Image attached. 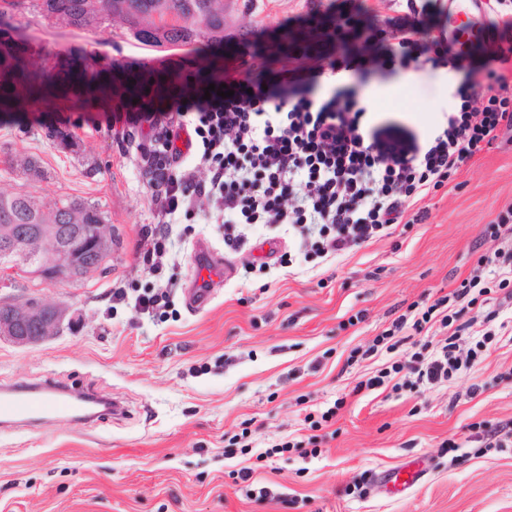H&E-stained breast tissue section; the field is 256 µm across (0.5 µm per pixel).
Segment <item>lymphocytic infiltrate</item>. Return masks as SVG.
<instances>
[{
  "instance_id": "1",
  "label": "lymphocytic infiltrate",
  "mask_w": 512,
  "mask_h": 512,
  "mask_svg": "<svg viewBox=\"0 0 512 512\" xmlns=\"http://www.w3.org/2000/svg\"><path fill=\"white\" fill-rule=\"evenodd\" d=\"M410 19L396 23V42L382 64L392 71L420 72L442 66L464 69L459 52L432 51L420 36L416 16L431 0H407ZM229 97L193 99L170 94L166 101L128 115L147 126L159 150L145 174L159 220L144 228V261L161 272L169 223L194 212L198 197L209 199L215 219L235 224H289L311 242L319 258L393 235L404 219L418 224L427 213L417 203L444 186L460 166L501 130H512V87L493 66L468 75L455 89L454 106L423 143L386 148L362 122L367 108L348 91L325 101L306 93L269 101L249 78L225 77ZM205 167L207 181L195 170ZM473 355L457 352L445 338L428 362L409 365L416 384L432 385L469 368Z\"/></svg>"
}]
</instances>
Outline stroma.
Masks as SVG:
<instances>
[{
    "instance_id": "35a3bbf8",
    "label": "stroma",
    "mask_w": 512,
    "mask_h": 512,
    "mask_svg": "<svg viewBox=\"0 0 512 512\" xmlns=\"http://www.w3.org/2000/svg\"><path fill=\"white\" fill-rule=\"evenodd\" d=\"M223 3L225 73L320 101L356 91L384 144L423 140L440 120L441 70L378 66L394 42L389 22L407 15L406 0ZM329 15L353 19L367 34V74L333 82L336 47L309 48V30ZM285 32L296 56L266 65L251 55V46ZM0 35L23 41L37 62L78 54L103 67L184 74L216 49L201 27L191 42L153 47L117 18L77 29L31 9L1 15ZM388 85L399 94L377 103L374 91ZM130 110L116 99L51 112L23 101L0 113V193L84 200L112 231L110 259L82 282L44 285L20 274L7 288L18 300L65 307L66 316L60 334L42 343L0 342V384L61 382L126 409L82 424L0 425V512H512V447L472 439L478 425L512 428V293L478 266L497 247L487 224L512 207V133L419 201L424 222L337 258L307 257L285 224L235 225L243 243L231 249L210 201L198 198L193 218L172 226L170 283L149 273L138 247L143 226L158 222L144 174L154 144L122 124ZM107 111L119 119L110 131L100 124ZM52 128L68 140L49 137ZM29 160L38 173L26 170ZM202 241L231 273L194 310L186 291ZM272 242L283 260L268 267L261 248ZM477 273L490 293L463 311L473 333L459 342L460 354L477 350L474 367L420 387L392 373L434 353L446 329L435 318L417 333L412 321ZM116 286L127 300L113 302ZM148 291L167 293L164 314L140 313L135 300ZM402 315L407 326L392 332ZM487 330L491 340L477 347ZM383 371L387 385L364 388ZM330 408L335 417L321 421ZM239 434L251 453L230 445ZM286 441L289 451L257 463L258 453ZM413 462L427 470L417 487L398 499L376 492L375 474ZM244 467L253 470L246 482L236 477Z\"/></svg>"
}]
</instances>
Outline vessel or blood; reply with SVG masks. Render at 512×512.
<instances>
[{
    "label": "vessel or blood",
    "mask_w": 512,
    "mask_h": 512,
    "mask_svg": "<svg viewBox=\"0 0 512 512\" xmlns=\"http://www.w3.org/2000/svg\"><path fill=\"white\" fill-rule=\"evenodd\" d=\"M197 288L188 294L187 303L191 308L204 306L210 296V285L223 281L227 268L223 262L214 259L206 245L197 248ZM72 389L51 381L40 384L17 383L0 388V423L51 422L64 417L71 422H82L81 405L71 396ZM426 471L422 466L403 465L389 468L376 474V489L389 496H399L417 486Z\"/></svg>",
    "instance_id": "obj_1"
}]
</instances>
